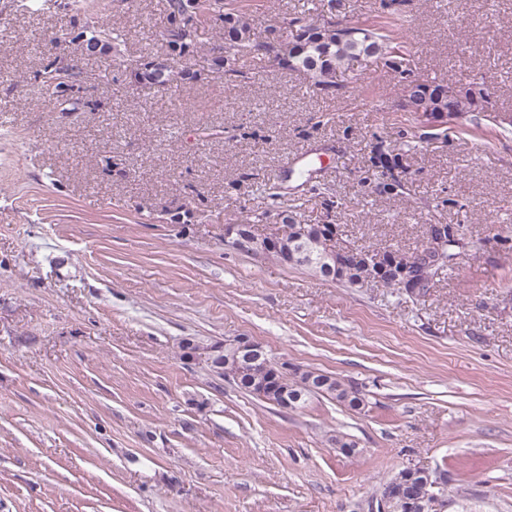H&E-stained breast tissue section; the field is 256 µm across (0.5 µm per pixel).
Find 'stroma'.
<instances>
[{"mask_svg": "<svg viewBox=\"0 0 512 512\" xmlns=\"http://www.w3.org/2000/svg\"><path fill=\"white\" fill-rule=\"evenodd\" d=\"M82 1L0 0V512H369L407 467L446 471V512H512V0H407L414 75L487 77L485 116L443 126L401 111L380 63L365 99L269 62L225 80L216 19L183 60L185 105L140 97L75 36L96 1L126 60L164 54L160 0ZM62 28L72 41L51 43ZM55 60L77 65L84 111L41 91ZM394 176L403 193L383 192ZM281 201L347 245L411 251L460 224L481 246L415 300L225 245L254 214L280 230ZM236 336L351 381L366 407L283 412L181 356L182 339Z\"/></svg>", "mask_w": 512, "mask_h": 512, "instance_id": "35a3bbf8", "label": "stroma"}]
</instances>
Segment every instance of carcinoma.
<instances>
[{
  "instance_id": "carcinoma-1",
  "label": "carcinoma",
  "mask_w": 512,
  "mask_h": 512,
  "mask_svg": "<svg viewBox=\"0 0 512 512\" xmlns=\"http://www.w3.org/2000/svg\"><path fill=\"white\" fill-rule=\"evenodd\" d=\"M163 13L167 25L159 31L158 40L166 48V53L149 55L130 64V78L136 89L144 96L156 92H166L177 98L185 86L197 80V73L189 68L174 67L175 58L188 54L197 43L198 24L207 16H216L224 23V43L214 49L212 65L214 69L228 75L240 73L246 60H262L268 56L282 68L298 72L323 92L340 87L337 77L345 73L353 83L365 80L369 64L381 61L392 69L403 85L407 97L401 103V111L420 113L439 119L466 115L475 121L478 115L489 111L490 96L486 78L474 75L469 83L462 86L460 95H450V86L434 80L416 77L409 68L410 50L405 41L404 15L394 14L393 20L378 24L349 27H333V22L325 15V4L302 5V9L286 23V38L282 41H262L256 36L252 5L243 0H162ZM88 41L100 44L98 54L122 56L121 35L99 27L91 31ZM79 72L73 65L64 72L45 66L37 74V79L45 94L61 96L65 89L74 88ZM448 247L436 264L424 262L426 244L410 252V256L422 262V286L413 298L426 295L427 288L444 269L451 266L455 258L453 250L466 245L476 248L478 241L465 242V232L460 225L445 229ZM354 252L359 260L336 281L347 288L360 287L363 276L365 247H356ZM323 378L325 374L317 369L294 368V378L288 385L297 388L301 408L307 400L318 393L326 395L339 404L356 410L365 405L361 391L351 382L338 378L336 386L321 390L302 389L298 384L308 376Z\"/></svg>"
}]
</instances>
